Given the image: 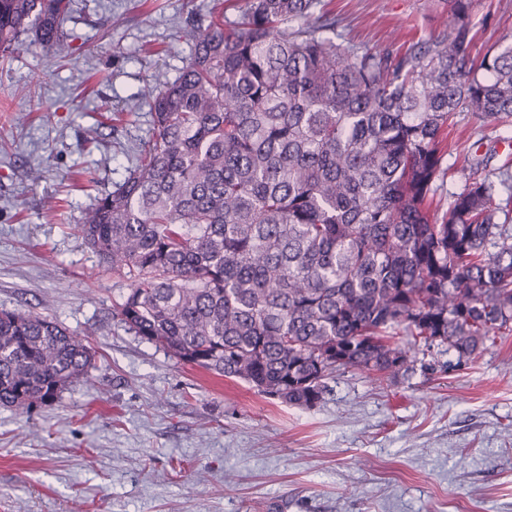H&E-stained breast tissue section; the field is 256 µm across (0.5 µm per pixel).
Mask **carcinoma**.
Segmentation results:
<instances>
[{
  "mask_svg": "<svg viewBox=\"0 0 512 512\" xmlns=\"http://www.w3.org/2000/svg\"><path fill=\"white\" fill-rule=\"evenodd\" d=\"M403 52L336 41L321 0H236L192 24L178 76L153 75L152 135L77 231L128 292L112 316L180 362L313 406L348 368L390 378L407 351L461 365L512 334V205L483 176L430 209L460 110L512 126V42L473 64L477 0ZM73 0H0V53L67 59ZM94 354L53 319L0 311V407L27 411Z\"/></svg>",
  "mask_w": 512,
  "mask_h": 512,
  "instance_id": "obj_1",
  "label": "carcinoma"
}]
</instances>
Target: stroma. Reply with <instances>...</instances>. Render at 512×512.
I'll return each mask as SVG.
<instances>
[{
    "label": "stroma",
    "mask_w": 512,
    "mask_h": 512,
    "mask_svg": "<svg viewBox=\"0 0 512 512\" xmlns=\"http://www.w3.org/2000/svg\"><path fill=\"white\" fill-rule=\"evenodd\" d=\"M362 50L441 32L445 0H325ZM213 0H76L70 59L0 57V310L47 316L96 351L85 379L30 412L0 408V512H512V335L452 371L410 349L409 371L347 369L311 407L178 362L112 318L129 280L76 231L152 133L143 98L177 76L186 21ZM472 49L512 42V0H478ZM512 131L451 118V201L467 151ZM41 168L32 181L29 169Z\"/></svg>",
    "instance_id": "1"
}]
</instances>
